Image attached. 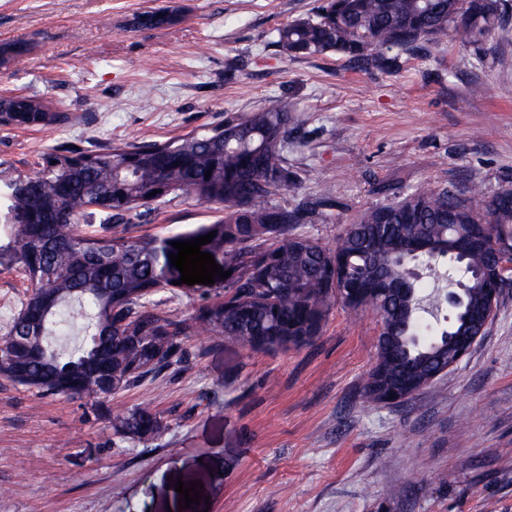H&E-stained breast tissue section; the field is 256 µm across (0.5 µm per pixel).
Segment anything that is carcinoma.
Segmentation results:
<instances>
[{
	"label": "carcinoma",
	"instance_id": "cac0c4a2",
	"mask_svg": "<svg viewBox=\"0 0 512 512\" xmlns=\"http://www.w3.org/2000/svg\"><path fill=\"white\" fill-rule=\"evenodd\" d=\"M511 21L509 0H320L313 15L277 29L274 44L291 59L335 53L362 70L394 73L401 53L448 41L480 50ZM26 51L22 43H3L0 63ZM299 111L279 101L173 141L68 148L49 154L37 176L8 183L7 214L23 272L32 289L54 304L42 313L25 300L3 340L41 332L45 352L34 357L14 346L0 359V375L41 395L77 388L110 396L98 367L112 372L123 390L147 376L159 378L180 357L186 322L149 303L169 284V255L177 250L146 237L70 235L94 204L108 223L127 224L173 194L224 211L197 233L177 237L189 241L215 233L201 250L224 253V269L231 271L230 282L194 317L201 328L255 350L280 349L284 336L306 344L320 332L332 306L350 307L334 288L340 274L336 258L343 259L350 280L393 282L402 276L401 260L410 247L433 242L439 255L454 258L448 275L464 280L463 303L447 326L429 335L419 307L420 280L409 282L403 293L377 294L374 304L382 310L387 335L379 338L377 364L364 394L377 401L384 391L447 363L469 315L480 316L485 282L479 271L489 261L486 247L462 252L455 246L469 234V225L485 222L494 225L497 236L512 238V180H502L500 187L508 191L501 196L478 186L404 192L391 203L359 211L347 222L340 244L330 248L294 233L295 225L310 222L318 208L333 206L330 197H304L291 207L272 204L277 196L301 193L299 174L285 155ZM47 112L43 102L29 97L0 98L6 124H40ZM69 312L84 314L80 332L88 337L72 349L55 342L64 335ZM160 429L147 408L131 410L119 426L132 437Z\"/></svg>",
	"mask_w": 512,
	"mask_h": 512
}]
</instances>
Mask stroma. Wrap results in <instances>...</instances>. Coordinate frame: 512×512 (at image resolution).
Returning <instances> with one entry per match:
<instances>
[{
  "mask_svg": "<svg viewBox=\"0 0 512 512\" xmlns=\"http://www.w3.org/2000/svg\"><path fill=\"white\" fill-rule=\"evenodd\" d=\"M157 2L179 21L134 26ZM318 2L0 0V43L29 47L0 66V95L63 116L0 125V186L63 145L173 140L281 100L302 110L287 157L303 195L335 200L296 231L328 246L358 210L402 189L491 193L512 177V68L451 42L402 55L393 74L334 54L281 57L278 28ZM218 216L180 195L134 223L96 211L79 229L162 241ZM30 291L0 223V337ZM214 294L167 287L152 303L189 321ZM379 330L371 308L338 305L318 336L285 350L194 333L164 389L145 379L98 402L0 377V512H512V292L457 367L395 404L361 395ZM144 406L159 434L116 431L117 415ZM180 480L201 481L202 503L179 506Z\"/></svg>",
  "mask_w": 512,
  "mask_h": 512,
  "instance_id": "obj_1",
  "label": "stroma"
}]
</instances>
